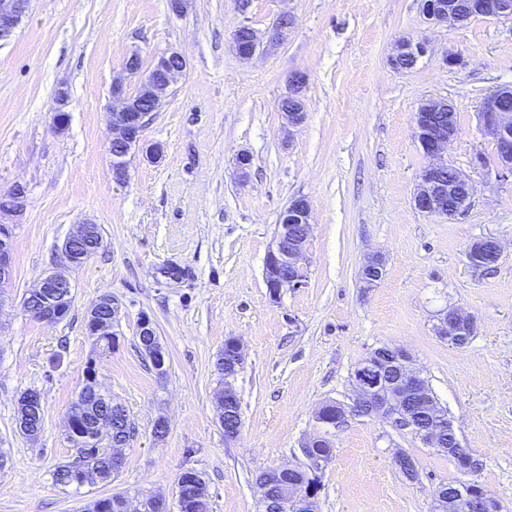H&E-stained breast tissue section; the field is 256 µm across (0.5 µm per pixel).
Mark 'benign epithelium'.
Segmentation results:
<instances>
[{
    "label": "benign epithelium",
    "instance_id": "7a95c632",
    "mask_svg": "<svg viewBox=\"0 0 512 512\" xmlns=\"http://www.w3.org/2000/svg\"><path fill=\"white\" fill-rule=\"evenodd\" d=\"M472 13L454 11L446 0H424L423 13L434 25H458L471 20L475 15L489 18H512V0H474ZM29 0H0V40L9 39L22 17L27 12ZM293 17L288 13L279 15L276 23L267 34L260 33L251 25H239L232 34V48L242 60L252 59L259 51L267 49L284 39L292 28ZM426 53L423 42L402 39L397 42L389 61L397 67L402 58L419 60ZM180 56L176 51L164 52L157 56L150 69L153 81H144L134 94L126 93L120 81L112 82V106L109 109L108 130L110 136L112 179L117 184L126 180L132 149L139 146L141 134L153 115L160 111L170 98V88L174 84L168 70V60ZM512 91L497 90L489 94L480 106V122L484 133L498 144V169L512 175V112L504 108L503 100ZM415 138L423 153L429 159L428 165L419 176L414 191V204L423 214L453 220L468 206L473 184L465 173L457 170L454 179L444 181L437 172L446 165L444 154L455 137L457 129L456 108L445 99H430L420 105L414 117ZM5 203L0 207V286L10 279L13 261V234L10 220L23 215L25 210L24 187L16 184L0 194ZM96 225L86 223L71 234L62 244L63 264L47 273L29 294L45 296V310L39 320L52 323L58 318L65 292L72 289L67 270L85 262V256L75 253L73 244L95 236ZM311 235V208L307 199L298 197L290 201L279 224L275 246L265 260V281L272 297H277L287 288H299L306 279L302 264ZM500 260L503 247L500 242L487 237L473 242L467 249L468 261L485 265L488 254ZM382 260L378 256L367 258L362 266L366 284L379 279ZM121 306L112 299V321L101 322L96 315L88 313V322L94 324L92 336H117L114 325ZM476 329L475 317L459 307H450L441 314L437 335L455 347H462ZM139 333L151 337L142 344V350L153 367L161 372L165 367V354L155 338L156 329L152 320L143 317ZM224 346L231 348V359L224 365V389L216 395L219 414H224L226 405L238 397L234 381L243 364V354L236 338H228ZM354 394L349 405L337 404L336 418L324 422V415L332 404L327 402L316 412L317 422L324 432L309 436L302 444L304 463L299 466H281L275 470L278 475H293L295 479L283 487L282 498L277 512H314L316 484L312 478L330 460L332 454L317 456L310 449L317 446L331 431L340 429L352 416H370L382 419L394 427L407 431L418 438L426 448L438 453H448L442 444L449 425L445 418L434 411L436 401L420 371L413 367L410 352L402 346H383L371 351L353 374ZM416 397L432 409V422L419 429L411 414L404 409L405 402ZM479 492L492 506V512H499L498 500L484 492L474 481L460 482L455 494V507L465 505V501Z\"/></svg>",
    "mask_w": 512,
    "mask_h": 512
}]
</instances>
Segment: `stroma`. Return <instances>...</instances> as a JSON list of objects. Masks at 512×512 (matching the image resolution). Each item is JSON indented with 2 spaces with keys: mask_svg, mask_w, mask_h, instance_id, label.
<instances>
[{
  "mask_svg": "<svg viewBox=\"0 0 512 512\" xmlns=\"http://www.w3.org/2000/svg\"><path fill=\"white\" fill-rule=\"evenodd\" d=\"M32 0L11 40L0 43V192L26 189L13 227L12 276L0 287V512H85L92 500L146 490L178 512V475L205 480L209 512H261L264 470L303 460L325 402H349L352 375L375 348H408L456 434L480 462L472 481L512 512V175L478 117L483 99L512 86V18L428 25L421 0ZM286 40L253 59L231 48L236 26L269 28L281 13ZM426 41L414 68L393 69L400 39ZM176 50L186 60L168 105L142 133L163 149L158 162L131 158L128 178L110 170L112 80L139 53L143 70ZM297 72L307 77L306 120L288 127L279 101ZM69 123L56 131L57 91ZM456 107L448 165L474 192L454 220L420 214L417 178L428 160L413 134L422 103ZM251 161L239 167L238 153ZM296 197L311 206L306 281L272 298L264 265L282 212ZM100 228L99 252L72 269L73 303L57 324L21 302L60 264L79 224ZM498 238L491 272L472 267L470 243ZM384 269L373 287L360 270L372 253ZM180 270L176 279L166 270ZM122 309L118 346L95 349L85 314L101 295ZM475 316L464 348L437 336L448 307ZM149 317L166 356L158 373L138 343ZM238 338L244 365L235 385L241 429L224 439L217 358ZM95 368L102 390L135 426L109 484H56L75 453L66 411ZM40 391L38 441L17 430L18 399ZM165 418L164 438L153 435ZM317 475L316 512H431L433 492L458 473L447 456L380 419L354 417L332 438ZM404 450L419 477L392 457Z\"/></svg>",
  "mask_w": 512,
  "mask_h": 512,
  "instance_id": "obj_1",
  "label": "stroma"
}]
</instances>
